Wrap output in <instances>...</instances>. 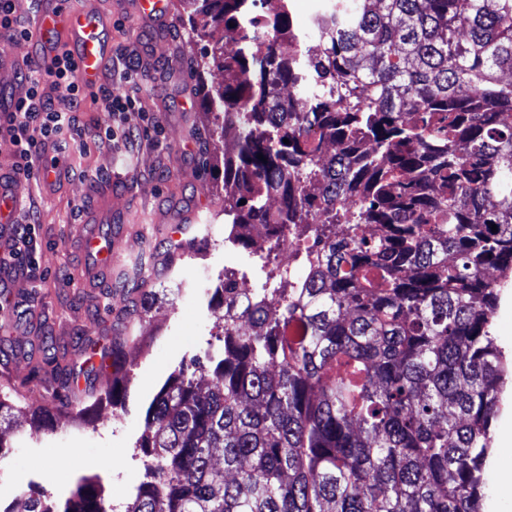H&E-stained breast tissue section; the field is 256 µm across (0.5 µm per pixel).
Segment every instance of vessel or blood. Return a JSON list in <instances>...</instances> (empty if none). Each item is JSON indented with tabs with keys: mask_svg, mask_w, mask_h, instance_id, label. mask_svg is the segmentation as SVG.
Wrapping results in <instances>:
<instances>
[{
	"mask_svg": "<svg viewBox=\"0 0 512 512\" xmlns=\"http://www.w3.org/2000/svg\"><path fill=\"white\" fill-rule=\"evenodd\" d=\"M71 0H42L31 22L30 60L41 68H49L60 37L72 45L78 68V78L84 87L96 89L103 65L112 54L108 39L111 19L93 9H71ZM134 17L169 20L171 0H126ZM43 187L55 186L65 175L62 163L44 154L38 171ZM119 181L91 185L93 205L80 214L77 227L78 248L83 257L81 278L92 289L103 287L121 267L117 245L124 234L120 209L116 204Z\"/></svg>",
	"mask_w": 512,
	"mask_h": 512,
	"instance_id": "vessel-or-blood-1",
	"label": "vessel or blood"
}]
</instances>
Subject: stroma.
<instances>
[{"mask_svg":"<svg viewBox=\"0 0 512 512\" xmlns=\"http://www.w3.org/2000/svg\"><path fill=\"white\" fill-rule=\"evenodd\" d=\"M111 15L110 38L116 51L111 75L102 83L119 91L124 82L123 57L140 60L135 79L138 106L157 121L161 135L140 136L125 152L109 148L98 139L99 129L110 119L100 101L85 98L78 112L82 135L67 153L69 172L53 190L37 179H24L18 199L38 212L37 258L39 280L25 268H14V293L21 306L0 315V375L26 376L31 361L50 355L65 356L82 367L84 339L98 345L113 337H127L124 348L131 366L125 405H103L96 416L77 424L60 419L55 431L32 434L24 417L10 421L4 436L8 452L0 459V503L23 495L68 496L81 476L98 477L113 503L127 499L144 476L135 446L144 424V404L158 385L180 364L204 353L213 341L219 321L208 307L209 296L224 271L246 275L247 287L256 283L258 259L240 246L226 242L224 226V168L213 159L210 124L201 106V83L192 56L191 41L181 11H174L164 40L153 31L116 10L114 0H78ZM22 43L0 49V105L21 96L17 72L24 68ZM119 175L126 217V233L118 254L126 267L121 279L93 292L79 275L80 257L71 239L78 214L90 199L87 186ZM203 206L202 220L187 225L181 247L171 250L164 232L145 234V227L160 221L173 201ZM153 256L149 285L172 288L173 305L156 306L149 322L135 312L133 273L143 256ZM512 385L504 392L493 427V455L488 477L486 512H512V497L499 488L500 475L512 469Z\"/></svg>","mask_w":512,"mask_h":512,"instance_id":"obj_1","label":"stroma"}]
</instances>
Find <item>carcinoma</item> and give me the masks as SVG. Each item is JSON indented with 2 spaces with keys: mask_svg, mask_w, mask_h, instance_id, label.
I'll return each mask as SVG.
<instances>
[{
  "mask_svg": "<svg viewBox=\"0 0 512 512\" xmlns=\"http://www.w3.org/2000/svg\"><path fill=\"white\" fill-rule=\"evenodd\" d=\"M180 2L213 76L226 240L265 230L259 287L214 288L221 345L148 402L128 500L84 476L8 512H483L512 381L491 335L512 278V0H336L310 58L290 0ZM134 292L148 317L156 292ZM124 345L88 342L98 368L38 362L59 406L23 407L14 385L0 419L49 432L122 405Z\"/></svg>",
  "mask_w": 512,
  "mask_h": 512,
  "instance_id": "1",
  "label": "carcinoma"
}]
</instances>
